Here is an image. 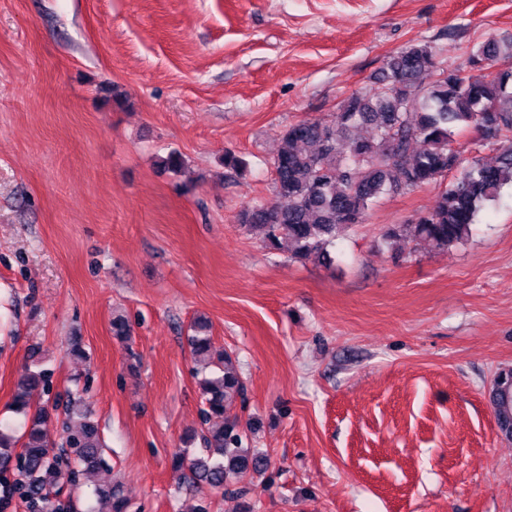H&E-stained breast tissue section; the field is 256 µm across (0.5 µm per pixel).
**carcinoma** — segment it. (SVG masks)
Returning <instances> with one entry per match:
<instances>
[{"label":"carcinoma","mask_w":512,"mask_h":512,"mask_svg":"<svg viewBox=\"0 0 512 512\" xmlns=\"http://www.w3.org/2000/svg\"><path fill=\"white\" fill-rule=\"evenodd\" d=\"M512 60V41H493L473 47L470 69H443L426 43H415L391 56L381 85L356 91L345 98L330 121L304 119L291 123L280 136V146L269 160L274 173L276 201L254 200L237 214V223L260 237L270 250L290 243L294 258L329 257L336 233L366 221L370 209L390 193L414 191L441 183L448 173L461 176L440 192L434 209L409 224H394L387 237L411 239L433 250L465 243L478 214L512 186V66L493 75L473 74L483 63ZM433 80L423 85L420 78ZM372 127L369 137L350 135L359 126ZM474 130L495 139L492 163L478 156L463 157L450 146L454 131ZM194 358L211 376L199 380L203 424L218 421L200 433L202 455L182 451L173 455V467L188 471L194 483L222 489L229 478L247 471L264 472L263 458L241 448L240 420L235 403L243 398V382L228 353L213 352L209 326L202 320L187 336ZM43 383V375L29 373L16 387L13 404L28 418L16 438L0 426V472L16 463V485L34 512H56L50 498L51 480L59 460L66 456L71 476L89 475L105 463L97 425L88 410L66 401L77 423L64 430L61 441L48 439L43 424L57 407L30 410L29 395ZM494 405L497 421L507 422L512 436V371L498 375Z\"/></svg>","instance_id":"cac0c4a2"}]
</instances>
